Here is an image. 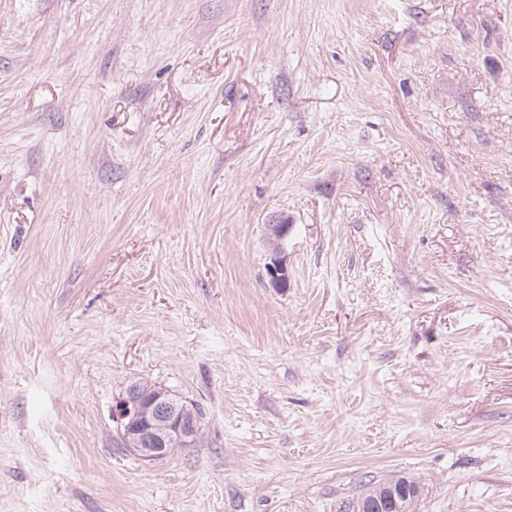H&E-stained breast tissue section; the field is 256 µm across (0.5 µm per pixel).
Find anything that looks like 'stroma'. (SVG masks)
Returning <instances> with one entry per match:
<instances>
[{
    "label": "stroma",
    "instance_id": "stroma-1",
    "mask_svg": "<svg viewBox=\"0 0 512 512\" xmlns=\"http://www.w3.org/2000/svg\"><path fill=\"white\" fill-rule=\"evenodd\" d=\"M138 381L196 444L125 449ZM403 475L512 512V0H0V512ZM290 223L288 216H276L265 225L269 245L266 273L272 288L288 287V253L285 244L293 228Z\"/></svg>",
    "mask_w": 512,
    "mask_h": 512
}]
</instances>
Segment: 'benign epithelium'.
Here are the masks:
<instances>
[{
  "mask_svg": "<svg viewBox=\"0 0 512 512\" xmlns=\"http://www.w3.org/2000/svg\"><path fill=\"white\" fill-rule=\"evenodd\" d=\"M293 228L288 217L276 216L266 224L269 245L266 273L271 287H288V253L285 248ZM114 418L124 447L145 462L161 461L169 451L192 446L199 434L194 410L176 395L151 384H131L116 404ZM409 484L388 482L373 498L360 501L354 512H377L385 502L399 508V499L409 498Z\"/></svg>",
  "mask_w": 512,
  "mask_h": 512,
  "instance_id": "benign-epithelium-1",
  "label": "benign epithelium"
}]
</instances>
